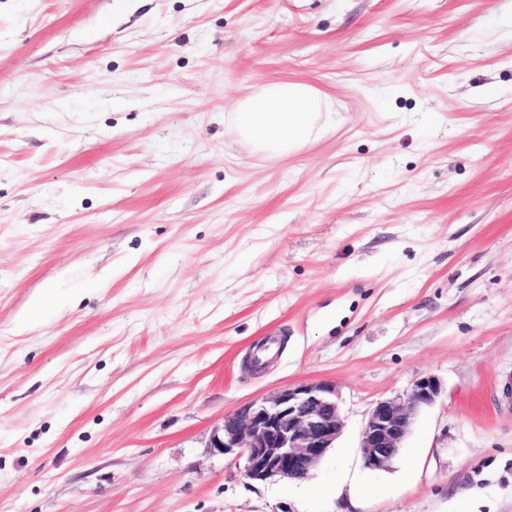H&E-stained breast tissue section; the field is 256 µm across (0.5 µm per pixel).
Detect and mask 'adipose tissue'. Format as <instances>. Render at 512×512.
<instances>
[{
	"label": "adipose tissue",
	"instance_id": "obj_1",
	"mask_svg": "<svg viewBox=\"0 0 512 512\" xmlns=\"http://www.w3.org/2000/svg\"><path fill=\"white\" fill-rule=\"evenodd\" d=\"M329 104L313 86L277 82L242 97L232 120L240 137L257 151L274 156L306 148L322 128Z\"/></svg>",
	"mask_w": 512,
	"mask_h": 512
}]
</instances>
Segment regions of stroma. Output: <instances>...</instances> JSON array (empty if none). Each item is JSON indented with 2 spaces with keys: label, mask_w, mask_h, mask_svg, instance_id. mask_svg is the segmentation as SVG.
Masks as SVG:
<instances>
[{
  "label": "stroma",
  "mask_w": 512,
  "mask_h": 512,
  "mask_svg": "<svg viewBox=\"0 0 512 512\" xmlns=\"http://www.w3.org/2000/svg\"><path fill=\"white\" fill-rule=\"evenodd\" d=\"M278 81L332 104L280 157L232 123ZM510 382L512 0H0V512H512ZM309 383L306 480L210 449ZM440 394V381L427 376L416 380L405 397L376 402L361 432L364 465L381 469L395 459L404 448L417 413L434 404Z\"/></svg>",
  "instance_id": "35a3bbf8"
}]
</instances>
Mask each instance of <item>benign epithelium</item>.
Here are the masks:
<instances>
[{"instance_id":"7a95c632","label":"benign epithelium","mask_w":512,"mask_h":512,"mask_svg":"<svg viewBox=\"0 0 512 512\" xmlns=\"http://www.w3.org/2000/svg\"><path fill=\"white\" fill-rule=\"evenodd\" d=\"M440 394V381L427 376L416 380L405 397L376 402L361 432L364 465L381 469L395 459L417 413ZM342 427L336 390L327 383L301 384L224 417L209 447L241 460L242 476L250 482L303 480L335 447Z\"/></svg>"}]
</instances>
